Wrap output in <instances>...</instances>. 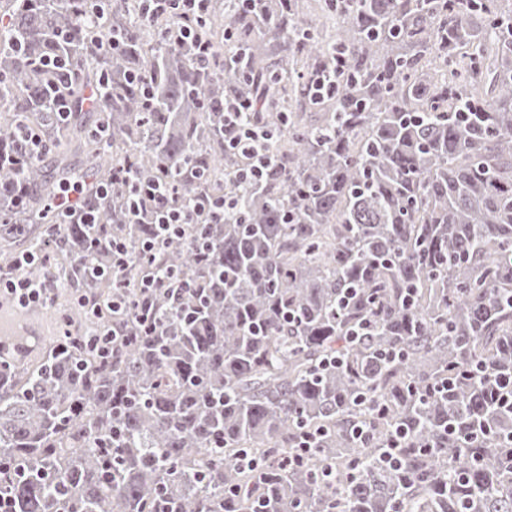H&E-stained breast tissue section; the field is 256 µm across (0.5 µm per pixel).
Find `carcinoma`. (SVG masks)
<instances>
[{
    "mask_svg": "<svg viewBox=\"0 0 512 512\" xmlns=\"http://www.w3.org/2000/svg\"><path fill=\"white\" fill-rule=\"evenodd\" d=\"M91 8L0 3V268L52 280L56 322L38 360L0 335V494L16 512H512L493 394L512 376V0H320L330 29L305 0H211L206 65L140 0ZM243 101L269 136L255 185L224 145ZM125 166L179 202H236L150 259L189 286L185 320L154 292L149 336L68 305L136 301L150 274L87 271L111 267L106 238L151 232L124 216ZM68 183L107 187L96 225L43 223ZM33 250L50 260L15 264ZM304 434L316 450L287 464Z\"/></svg>",
    "mask_w": 512,
    "mask_h": 512,
    "instance_id": "cac0c4a2",
    "label": "carcinoma"
}]
</instances>
